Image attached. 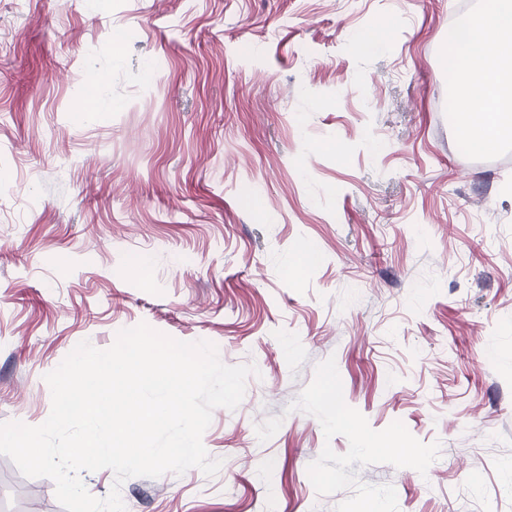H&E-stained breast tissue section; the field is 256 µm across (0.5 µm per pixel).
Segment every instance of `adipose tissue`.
I'll return each instance as SVG.
<instances>
[{"mask_svg": "<svg viewBox=\"0 0 512 512\" xmlns=\"http://www.w3.org/2000/svg\"><path fill=\"white\" fill-rule=\"evenodd\" d=\"M446 40L461 57L451 70L453 108L465 116L458 135L472 151L487 152L512 137V0H494Z\"/></svg>", "mask_w": 512, "mask_h": 512, "instance_id": "adipose-tissue-1", "label": "adipose tissue"}]
</instances>
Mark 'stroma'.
Wrapping results in <instances>:
<instances>
[{
    "mask_svg": "<svg viewBox=\"0 0 512 512\" xmlns=\"http://www.w3.org/2000/svg\"><path fill=\"white\" fill-rule=\"evenodd\" d=\"M487 5L0 0V423L144 323L258 373L218 473L129 478L126 512H512V142L448 119ZM90 68L114 107L79 121ZM0 512L64 509L0 455Z\"/></svg>",
    "mask_w": 512,
    "mask_h": 512,
    "instance_id": "35a3bbf8",
    "label": "stroma"
}]
</instances>
